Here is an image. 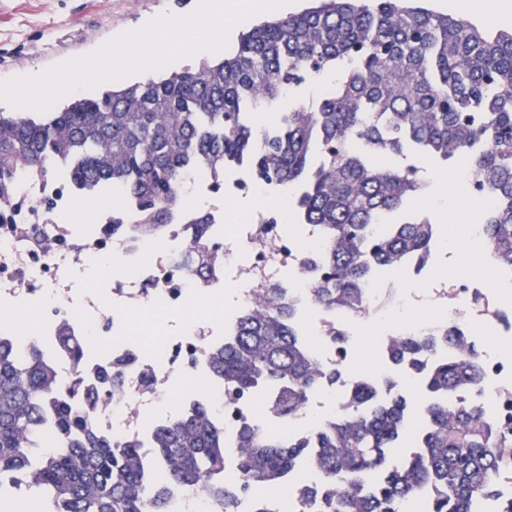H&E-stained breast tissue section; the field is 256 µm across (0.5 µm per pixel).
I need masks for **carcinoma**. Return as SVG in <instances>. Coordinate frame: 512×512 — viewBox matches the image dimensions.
I'll list each match as a JSON object with an SVG mask.
<instances>
[{
	"mask_svg": "<svg viewBox=\"0 0 512 512\" xmlns=\"http://www.w3.org/2000/svg\"><path fill=\"white\" fill-rule=\"evenodd\" d=\"M316 5L265 21L224 57L120 89L74 99L52 111L0 112V224L14 203L19 170L49 178L58 166L69 186L89 194L121 190L142 215L138 232H156L184 201L182 178L197 162L249 161L257 182L298 194L300 224H320L328 273L313 283L314 302L357 309L374 268L425 257L435 225L412 205L428 183L379 157L414 153L445 166L467 161L478 187L495 200L484 239L498 264L512 266V30L413 5L414 0H314ZM334 76L312 106L278 111L285 92ZM388 225L371 236L368 226ZM221 263L199 246L191 267ZM75 365L62 390L35 346L15 356L0 338V505L3 481L57 503L51 512H168V491L154 485L138 442L114 444L93 424L105 392L123 390V364L86 384L85 345L59 337ZM433 335L394 342L397 364L418 375L424 400L396 392L385 402L365 381L351 410L300 442L271 437L253 422L237 430L240 481L224 480V428L208 403L157 424L154 464L175 485L197 487L235 512L240 495L261 489L256 512H275L274 496L306 459L320 480L302 486L314 512H397L433 487L430 512H477L499 483L512 482V419L488 420L476 349L466 357L426 359ZM210 374L249 393L273 387L272 411L295 417L308 393L336 379L293 327L281 290L241 315L236 335L213 348ZM472 391L461 394L462 388ZM50 423L56 445L41 450L38 427Z\"/></svg>",
	"mask_w": 512,
	"mask_h": 512,
	"instance_id": "cac0c4a2",
	"label": "carcinoma"
}]
</instances>
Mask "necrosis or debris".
Masks as SVG:
<instances>
[{"label": "necrosis or debris", "mask_w": 512, "mask_h": 512, "mask_svg": "<svg viewBox=\"0 0 512 512\" xmlns=\"http://www.w3.org/2000/svg\"><path fill=\"white\" fill-rule=\"evenodd\" d=\"M14 184L12 221L0 225V337L11 340L22 358L40 345L64 384L73 362L56 346L63 330L91 349L83 365L87 381H96L103 366L124 360L122 394L103 400L93 413L98 432L113 442L147 443L160 408L181 412L203 399L224 426L225 478L238 481L241 422L257 423L283 441L302 438L344 413L359 380L383 384L394 369L387 354L394 339L451 324L464 327L462 345L439 344L435 355L480 348L489 417L498 419L512 406V356L486 347L491 334L512 339V268L487 256L479 257L476 270L449 275L442 271L440 250L425 261L408 257L364 278L362 311L329 310L312 303L314 276L305 269L307 259L324 251L321 225L285 223L284 190L249 179L244 162L188 170L181 210L155 235L136 233L140 214L121 194H102L100 206L90 211L86 197L61 190L57 178L36 180L20 171ZM243 194L257 199V206L229 220L226 199ZM47 198L54 207L46 214L40 204ZM200 213L210 219L202 230L192 222ZM199 240L224 251L223 265L204 277L185 263ZM275 286L287 290L296 329L317 360L336 371L335 382L316 387L290 420L271 411V391L235 396L207 374L210 350L235 335L239 316ZM174 311L193 318L140 338L135 315L147 312L160 320ZM365 327L370 336H362ZM363 343L371 347L372 363L359 369L356 350Z\"/></svg>", "instance_id": "4bbe7bcc"}]
</instances>
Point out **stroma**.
Instances as JSON below:
<instances>
[{
    "label": "stroma",
    "instance_id": "stroma-1",
    "mask_svg": "<svg viewBox=\"0 0 512 512\" xmlns=\"http://www.w3.org/2000/svg\"><path fill=\"white\" fill-rule=\"evenodd\" d=\"M200 0H0V81L38 76L89 56L163 16L193 14Z\"/></svg>",
    "mask_w": 512,
    "mask_h": 512
}]
</instances>
